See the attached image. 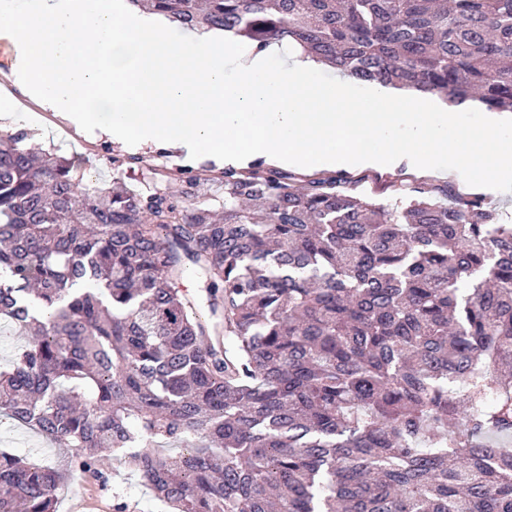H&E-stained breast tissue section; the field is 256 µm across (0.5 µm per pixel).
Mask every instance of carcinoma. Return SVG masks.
<instances>
[{
    "instance_id": "obj_1",
    "label": "carcinoma",
    "mask_w": 512,
    "mask_h": 512,
    "mask_svg": "<svg viewBox=\"0 0 512 512\" xmlns=\"http://www.w3.org/2000/svg\"><path fill=\"white\" fill-rule=\"evenodd\" d=\"M357 80L512 110V0H127ZM0 133V512L110 448L168 512H512V224L477 195L226 167L224 206L84 185ZM195 277L194 304L179 288ZM0 451L28 455L33 461L52 465L68 456L62 444L50 442L7 418L0 422Z\"/></svg>"
}]
</instances>
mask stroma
Wrapping results in <instances>:
<instances>
[{
    "label": "stroma",
    "mask_w": 512,
    "mask_h": 512,
    "mask_svg": "<svg viewBox=\"0 0 512 512\" xmlns=\"http://www.w3.org/2000/svg\"><path fill=\"white\" fill-rule=\"evenodd\" d=\"M30 126L42 148L56 147L67 156L81 157L85 180L103 186L119 176L136 190L155 187L176 194L180 191V174L192 172L203 179L196 204L216 210L224 201V188L218 180L220 169L213 162H190L160 146L116 144L93 134L72 137L64 127L51 130L36 123ZM0 451L24 454L52 465L67 457L62 444L48 441L7 418L0 420ZM99 468V475L76 474L59 490L57 512H113V501L118 496L128 504V512H161L139 477L118 457L102 453Z\"/></svg>",
    "instance_id": "stroma-1"
}]
</instances>
